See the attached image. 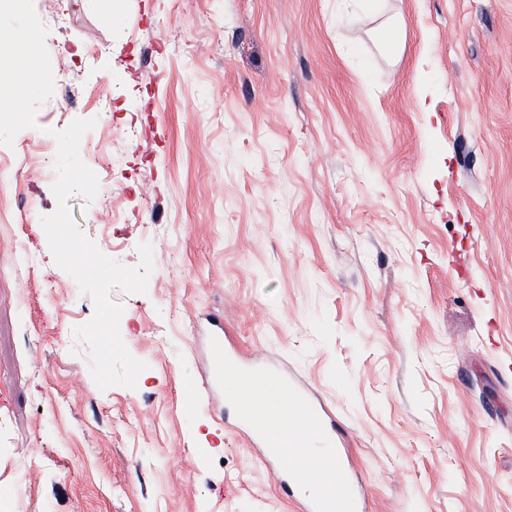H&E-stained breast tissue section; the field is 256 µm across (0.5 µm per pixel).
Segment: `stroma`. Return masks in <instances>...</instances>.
Listing matches in <instances>:
<instances>
[{"mask_svg": "<svg viewBox=\"0 0 512 512\" xmlns=\"http://www.w3.org/2000/svg\"><path fill=\"white\" fill-rule=\"evenodd\" d=\"M1 106L0 488L25 512H299L232 397L208 407L211 315L312 388L371 512H512V0H0ZM77 119L114 166L72 220L122 265L153 247L146 292L110 293L132 389L97 387L94 302L41 224ZM378 38L385 53L397 54L403 42L401 25L392 19H387L380 27Z\"/></svg>", "mask_w": 512, "mask_h": 512, "instance_id": "stroma-1", "label": "stroma"}]
</instances>
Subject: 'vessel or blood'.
I'll list each match as a JSON object with an SVG mask.
<instances>
[{
    "label": "vessel or blood",
    "instance_id": "vessel-or-blood-1",
    "mask_svg": "<svg viewBox=\"0 0 512 512\" xmlns=\"http://www.w3.org/2000/svg\"><path fill=\"white\" fill-rule=\"evenodd\" d=\"M260 375L268 378L269 391L259 400L253 386ZM206 377L209 402H218L227 384L241 396L243 421L273 475L291 485L314 486L302 512H367L340 441L328 429L325 409L306 385L270 367L243 364L225 348L219 326L208 338Z\"/></svg>",
    "mask_w": 512,
    "mask_h": 512
}]
</instances>
